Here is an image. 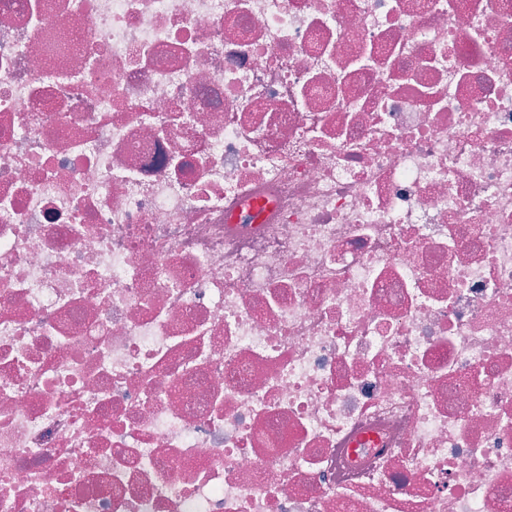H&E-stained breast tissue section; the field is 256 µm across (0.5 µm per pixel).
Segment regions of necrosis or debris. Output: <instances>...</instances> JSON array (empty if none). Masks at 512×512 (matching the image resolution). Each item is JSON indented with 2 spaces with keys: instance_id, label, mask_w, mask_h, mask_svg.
I'll use <instances>...</instances> for the list:
<instances>
[{
  "instance_id": "necrosis-or-debris-1",
  "label": "necrosis or debris",
  "mask_w": 512,
  "mask_h": 512,
  "mask_svg": "<svg viewBox=\"0 0 512 512\" xmlns=\"http://www.w3.org/2000/svg\"><path fill=\"white\" fill-rule=\"evenodd\" d=\"M0 512H512V0H0Z\"/></svg>"
}]
</instances>
